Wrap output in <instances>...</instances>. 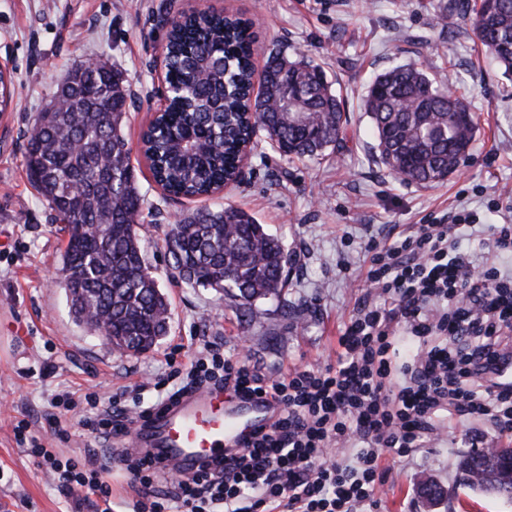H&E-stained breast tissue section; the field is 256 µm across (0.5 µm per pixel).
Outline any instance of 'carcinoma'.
Instances as JSON below:
<instances>
[{
    "label": "carcinoma",
    "instance_id": "carcinoma-1",
    "mask_svg": "<svg viewBox=\"0 0 512 512\" xmlns=\"http://www.w3.org/2000/svg\"><path fill=\"white\" fill-rule=\"evenodd\" d=\"M474 29L492 60L512 74V0H475ZM255 35L248 22L202 12L167 32L168 84L161 131L141 138L152 177L184 196L214 195L232 180L254 132L288 159H318L342 133L339 97L320 65L298 56L268 57L251 93ZM129 83L104 63L75 65L35 119L25 160L30 183L67 234L63 286L75 320L106 323L115 349H152L168 333L169 300L145 261L137 232L143 196L122 127ZM379 156L395 179L427 186L454 173L472 145L475 117L457 92L415 63L392 67L368 85L363 100ZM179 278L193 288L227 293L245 309L277 299L287 283L278 237L242 208L202 207L165 237ZM512 444L473 450L458 467L466 484L497 496L502 459Z\"/></svg>",
    "mask_w": 512,
    "mask_h": 512
}]
</instances>
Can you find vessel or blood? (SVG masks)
Wrapping results in <instances>:
<instances>
[{
    "label": "vessel or blood",
    "mask_w": 512,
    "mask_h": 512,
    "mask_svg": "<svg viewBox=\"0 0 512 512\" xmlns=\"http://www.w3.org/2000/svg\"><path fill=\"white\" fill-rule=\"evenodd\" d=\"M277 416V407L264 399L202 389L153 411L125 445L147 449L184 471L203 464L217 467Z\"/></svg>",
    "instance_id": "vessel-or-blood-1"
}]
</instances>
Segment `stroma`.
<instances>
[{
	"mask_svg": "<svg viewBox=\"0 0 512 512\" xmlns=\"http://www.w3.org/2000/svg\"><path fill=\"white\" fill-rule=\"evenodd\" d=\"M166 0H0V61L13 69L16 95L0 117V512H96L88 501H64L20 448L13 425L29 420L59 458L72 451L107 455L112 443L70 422L53 435L52 395H109L163 372L165 353L187 362L192 338L234 353L247 340L267 370L321 367L353 308L364 297L369 240L407 234L416 224H438L468 211L477 227L461 233L460 250L493 257L488 225L512 224V79L478 44L463 0H192L248 19L257 35L256 60L275 49L321 64L343 96L345 136L320 161L289 160L258 142L224 203L252 213L276 235L289 257L280 299L243 314L235 301L182 283L164 238L178 217L197 208L167 197L146 163H137L145 197L139 233L146 261L170 302V330L149 352L113 350L72 317L62 285L60 253L67 236L29 182L25 148L38 112L68 71L80 62L119 67L130 83L124 118L130 149L161 100ZM414 62L444 83L461 85L478 115L474 147L444 182H398L381 164L363 97L370 79ZM502 436L477 423L452 424L408 457H386L384 494L375 512H425L423 478L446 496L435 512H512V501L464 486L459 458L492 448Z\"/></svg>",
	"mask_w": 512,
	"mask_h": 512,
	"instance_id": "stroma-1",
	"label": "stroma"
}]
</instances>
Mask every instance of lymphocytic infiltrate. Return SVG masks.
I'll return each mask as SVG.
<instances>
[{
  "label": "lymphocytic infiltrate",
  "instance_id": "obj_1",
  "mask_svg": "<svg viewBox=\"0 0 512 512\" xmlns=\"http://www.w3.org/2000/svg\"><path fill=\"white\" fill-rule=\"evenodd\" d=\"M471 224L463 212L448 224L415 225L387 244L368 242L365 283L380 303L357 305L333 363L270 372L211 343L184 365L166 356L167 377L154 381L152 402L126 406L116 397L84 419L87 429L116 440L155 409L207 386L278 407L270 427L216 472L178 473L117 449L137 494L133 512H375L384 454L406 457L424 447L441 418H482L498 434L511 433L512 388H496L491 373L512 346V273L457 251L458 234ZM401 334L416 344L403 362L395 345ZM29 429L23 420L14 426L58 493L84 492L111 512L108 465L79 454L59 460Z\"/></svg>",
  "mask_w": 512,
  "mask_h": 512
}]
</instances>
